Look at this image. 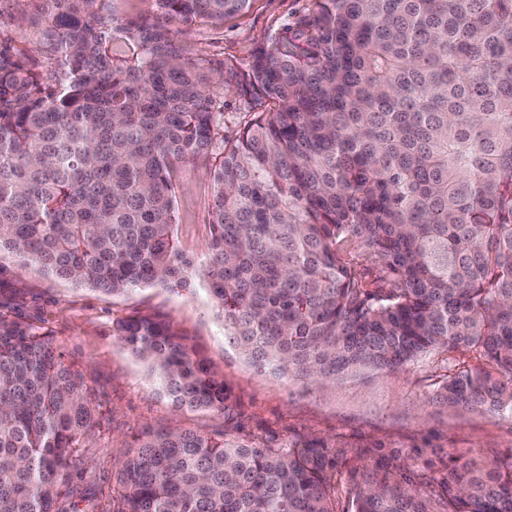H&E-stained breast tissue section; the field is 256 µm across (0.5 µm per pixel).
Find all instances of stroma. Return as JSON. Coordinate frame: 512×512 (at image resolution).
<instances>
[{
	"label": "stroma",
	"instance_id": "stroma-1",
	"mask_svg": "<svg viewBox=\"0 0 512 512\" xmlns=\"http://www.w3.org/2000/svg\"><path fill=\"white\" fill-rule=\"evenodd\" d=\"M41 6L42 0H0V37L11 39L27 66L43 76L55 56L43 36L47 17ZM311 8V0H252L248 12L224 22L199 19L174 24L173 30L186 55L241 72L257 49L284 36ZM212 164V158L201 157L176 175L174 235L199 268L208 260L211 238ZM0 314L44 328L66 362L87 373L99 419L71 486L96 512H120L125 454L149 429L177 426L273 447L317 440L340 449L336 512H355L352 470L365 481L391 463L439 480L471 459L489 467L512 464V416L453 408L438 398L443 354H424L396 374L325 387L262 375L225 340L224 323L197 277L178 292L140 287L112 297L29 271L15 254L4 252ZM148 315L173 319L207 357L224 379L228 412L180 411L160 394L145 363L112 334L117 321Z\"/></svg>",
	"mask_w": 512,
	"mask_h": 512
}]
</instances>
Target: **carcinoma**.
Wrapping results in <instances>:
<instances>
[{
  "label": "carcinoma",
  "instance_id": "1",
  "mask_svg": "<svg viewBox=\"0 0 512 512\" xmlns=\"http://www.w3.org/2000/svg\"><path fill=\"white\" fill-rule=\"evenodd\" d=\"M52 74L0 39V252L119 296L199 276L258 371L323 385L469 349L450 406L512 415V0H312L239 75L184 58L172 22L250 0H155L165 24L104 0H46ZM120 38L133 53L117 57ZM266 110L224 142V79ZM222 144L209 261L174 236V172ZM375 262L386 286L365 288ZM113 335L179 410L228 395L173 320ZM98 410L50 337L0 314V512L66 511ZM339 451L148 431L121 470V512H336ZM392 466L355 512H512V470L465 462L425 499Z\"/></svg>",
  "mask_w": 512,
  "mask_h": 512
}]
</instances>
